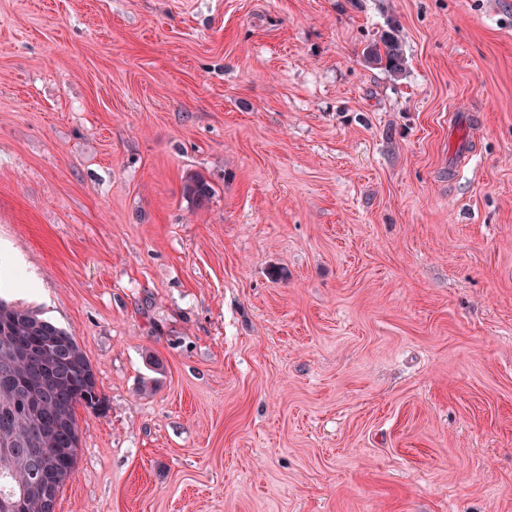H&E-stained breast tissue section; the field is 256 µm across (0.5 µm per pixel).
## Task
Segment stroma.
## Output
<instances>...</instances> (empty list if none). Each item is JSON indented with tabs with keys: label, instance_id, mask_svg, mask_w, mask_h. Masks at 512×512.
Instances as JSON below:
<instances>
[{
	"label": "stroma",
	"instance_id": "obj_1",
	"mask_svg": "<svg viewBox=\"0 0 512 512\" xmlns=\"http://www.w3.org/2000/svg\"><path fill=\"white\" fill-rule=\"evenodd\" d=\"M0 296L55 512H512V0H0ZM400 32L399 26L391 25L378 40L365 49V61L372 65L382 64L384 61L385 67L396 76L405 72L407 57ZM2 312L12 324L9 333L0 330V512H13L2 510V504L14 503L25 504L22 512H55L78 455L79 446L72 447L73 440L80 442L75 410L101 404L97 378L67 329L0 297ZM48 336H58L50 353L41 347ZM18 349L26 351L25 358L16 357ZM44 448H60L55 487L48 490L31 482ZM55 458L52 452L44 455L33 473L35 483L49 480Z\"/></svg>",
	"mask_w": 512,
	"mask_h": 512
}]
</instances>
